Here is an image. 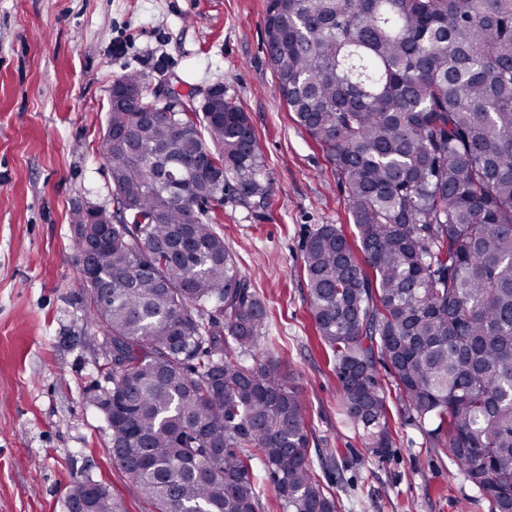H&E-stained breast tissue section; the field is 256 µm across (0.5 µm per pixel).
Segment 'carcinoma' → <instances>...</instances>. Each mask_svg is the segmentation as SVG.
<instances>
[{"instance_id":"1","label":"carcinoma","mask_w":512,"mask_h":512,"mask_svg":"<svg viewBox=\"0 0 512 512\" xmlns=\"http://www.w3.org/2000/svg\"><path fill=\"white\" fill-rule=\"evenodd\" d=\"M288 110L326 152L358 232L305 237L302 275L340 402L392 447L383 365L410 419L494 512H512V0H266ZM121 208L81 285L112 343L110 449L155 512H338L279 360L247 359L266 310L215 229L224 187L265 195L246 114L108 110ZM69 505L126 512L84 478Z\"/></svg>"}]
</instances>
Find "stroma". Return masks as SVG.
Returning a JSON list of instances; mask_svg holds the SVG:
<instances>
[{"instance_id":"stroma-1","label":"stroma","mask_w":512,"mask_h":512,"mask_svg":"<svg viewBox=\"0 0 512 512\" xmlns=\"http://www.w3.org/2000/svg\"><path fill=\"white\" fill-rule=\"evenodd\" d=\"M266 0H0V512H68L77 477L151 512L112 460L104 331L85 316L76 211H115L101 153L113 82L129 71L203 97L220 85L255 131L267 198L224 195L218 226L264 304L303 400L312 456L339 512H492L432 448L386 384L392 448L372 455L345 419L332 354L314 331L301 245L319 224L356 228L326 153L289 112L265 48Z\"/></svg>"}]
</instances>
